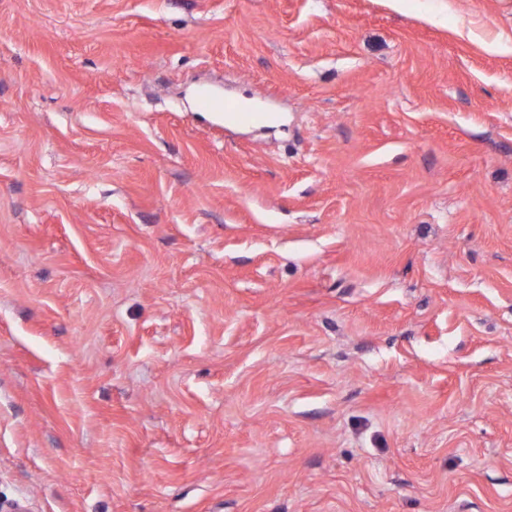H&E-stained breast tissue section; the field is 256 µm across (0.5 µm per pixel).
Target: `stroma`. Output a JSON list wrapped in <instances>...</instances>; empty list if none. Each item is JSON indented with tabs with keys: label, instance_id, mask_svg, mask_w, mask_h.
Returning a JSON list of instances; mask_svg holds the SVG:
<instances>
[{
	"label": "stroma",
	"instance_id": "35a3bbf8",
	"mask_svg": "<svg viewBox=\"0 0 512 512\" xmlns=\"http://www.w3.org/2000/svg\"><path fill=\"white\" fill-rule=\"evenodd\" d=\"M15 502L512 512V0H0ZM200 106L204 110L212 112H223L225 126H250L262 123L267 120L268 112L257 107H247L234 99L224 98V102L216 98L203 95L200 99Z\"/></svg>",
	"mask_w": 512,
	"mask_h": 512
}]
</instances>
